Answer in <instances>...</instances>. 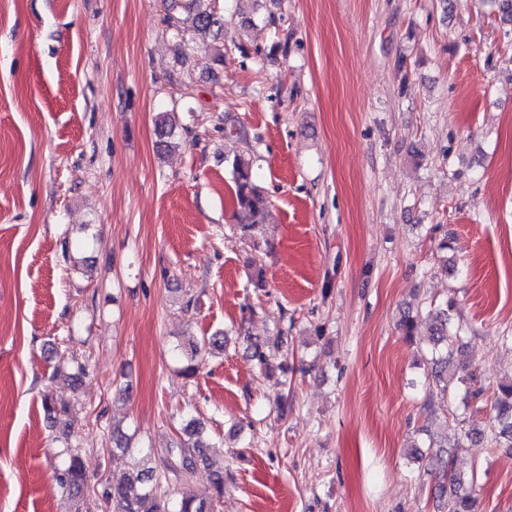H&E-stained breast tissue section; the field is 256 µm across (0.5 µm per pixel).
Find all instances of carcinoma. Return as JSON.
I'll return each mask as SVG.
<instances>
[{
    "mask_svg": "<svg viewBox=\"0 0 512 512\" xmlns=\"http://www.w3.org/2000/svg\"><path fill=\"white\" fill-rule=\"evenodd\" d=\"M198 0H163L169 19L177 29L191 31L201 39L214 38L224 31V18L218 16L214 8L194 7ZM233 194L237 205L239 228L247 233L255 226L251 218L267 207L268 197L258 184L253 161L237 156L232 161ZM449 304L430 302L428 308L416 312H407L399 321V330L405 339L412 341L417 336V328L423 316H430L433 325L428 343L421 347L423 357L429 367L427 373V393L440 395L442 400L461 397L463 410L475 416L479 402L485 392L482 386H474V375L464 367L454 368V357L459 351V333L448 329ZM228 344V337L219 331L202 339L199 343H189L190 360L183 373L193 378L199 364L193 363L195 357L205 351H222ZM43 411L48 419L56 421L68 411L67 405L56 402L46 395L42 402ZM494 416L490 424L480 428L474 424L465 431V436L483 435L493 448H512V377L500 382L493 393ZM183 440L178 448H169L161 455L155 467H137L123 481L106 488L95 508L101 512H219L224 498V470L213 472L214 493L210 501L197 500L192 496H183L180 501L171 499L170 486L185 483L195 474L197 465L206 461L203 434L204 428L198 420L191 418L183 426ZM430 451L414 449L410 460L418 463L417 470L426 474L430 461L436 459L443 463L441 470L434 474L435 484L431 487L434 497L443 507V512H476L475 482L456 476L454 461L443 458V447L428 445ZM136 449L130 447L127 436L118 428L112 430V456L130 455ZM59 458L55 476L67 499L74 506V512H82L86 504V475L79 449L64 447L57 452Z\"/></svg>",
    "mask_w": 512,
    "mask_h": 512,
    "instance_id": "cac0c4a2",
    "label": "carcinoma"
}]
</instances>
